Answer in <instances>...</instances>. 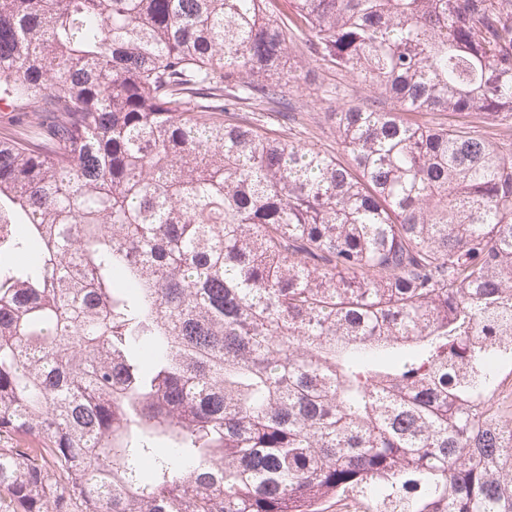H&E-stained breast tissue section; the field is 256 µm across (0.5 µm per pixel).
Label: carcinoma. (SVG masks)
<instances>
[{
	"mask_svg": "<svg viewBox=\"0 0 512 512\" xmlns=\"http://www.w3.org/2000/svg\"><path fill=\"white\" fill-rule=\"evenodd\" d=\"M0 103V512H512V0H0ZM292 56L300 62L307 75L306 84L301 85L299 90L293 93V98L304 115L303 124L288 130V125L283 124L277 113L279 108L275 106L270 107L264 114L265 125L301 145L315 146L324 151L339 154L341 147L336 136V127L327 113L335 112V103L322 99L317 92V87L321 83L337 82L342 89L339 102L347 105L356 104L369 93V87L350 74H346L337 81L331 79L319 62L303 56L298 48L292 47Z\"/></svg>",
	"mask_w": 512,
	"mask_h": 512,
	"instance_id": "carcinoma-1",
	"label": "carcinoma"
}]
</instances>
